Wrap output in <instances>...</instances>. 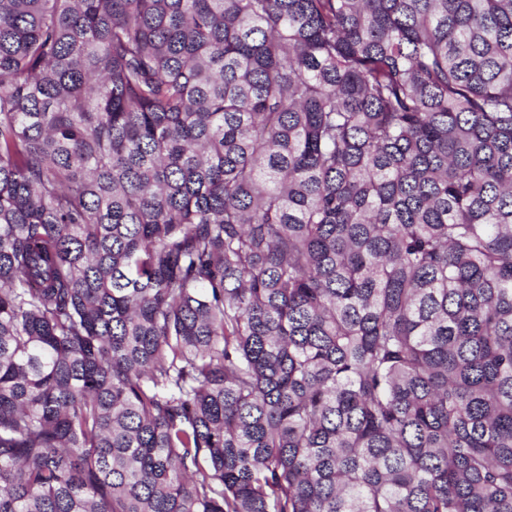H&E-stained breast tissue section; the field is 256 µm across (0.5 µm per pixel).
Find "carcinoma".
<instances>
[{
    "label": "carcinoma",
    "mask_w": 512,
    "mask_h": 512,
    "mask_svg": "<svg viewBox=\"0 0 512 512\" xmlns=\"http://www.w3.org/2000/svg\"><path fill=\"white\" fill-rule=\"evenodd\" d=\"M0 512H512V0H0Z\"/></svg>",
    "instance_id": "cac0c4a2"
}]
</instances>
